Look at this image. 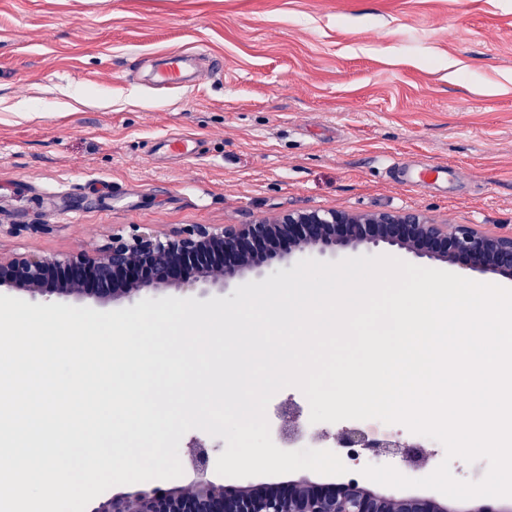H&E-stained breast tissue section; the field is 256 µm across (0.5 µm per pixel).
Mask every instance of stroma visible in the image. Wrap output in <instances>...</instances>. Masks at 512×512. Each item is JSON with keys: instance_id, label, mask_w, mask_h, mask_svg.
Segmentation results:
<instances>
[{"instance_id": "35a3bbf8", "label": "stroma", "mask_w": 512, "mask_h": 512, "mask_svg": "<svg viewBox=\"0 0 512 512\" xmlns=\"http://www.w3.org/2000/svg\"><path fill=\"white\" fill-rule=\"evenodd\" d=\"M173 53L222 71L158 87ZM312 210L512 232V0H0V255Z\"/></svg>"}]
</instances>
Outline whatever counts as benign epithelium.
<instances>
[{
	"mask_svg": "<svg viewBox=\"0 0 512 512\" xmlns=\"http://www.w3.org/2000/svg\"><path fill=\"white\" fill-rule=\"evenodd\" d=\"M368 250L396 247L419 258L512 280V235L498 236L468 224H430L419 214L387 212L354 215L327 212H288L272 221L222 228L197 225L164 236L136 227L128 235L90 253L77 251L63 257L35 253L0 258V285L11 286L45 300L90 297L107 303L117 297H150L162 288H224V283L246 271L265 274L276 263L295 264L336 248ZM280 426L292 440L302 433L300 411L282 405ZM361 448H402L400 435L373 436L357 441ZM194 470L205 474L217 458L205 446H187ZM291 490L271 497L225 494L205 498L186 494L170 501L168 512H288ZM296 512H369L364 503L336 500L328 489L316 490Z\"/></svg>",
	"mask_w": 512,
	"mask_h": 512,
	"instance_id": "benign-epithelium-1",
	"label": "benign epithelium"
}]
</instances>
